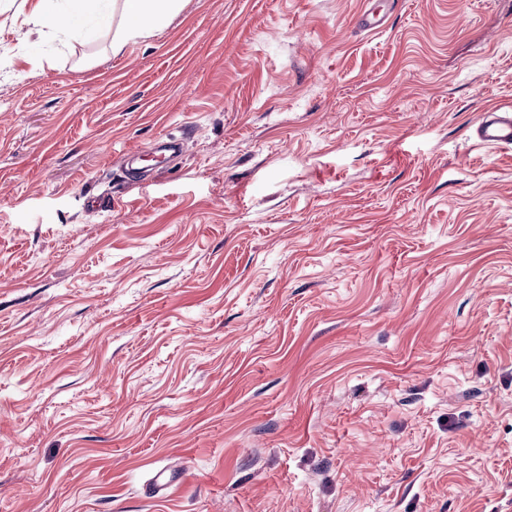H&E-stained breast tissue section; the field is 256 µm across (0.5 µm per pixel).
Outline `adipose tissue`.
Here are the masks:
<instances>
[{
    "instance_id": "adipose-tissue-1",
    "label": "adipose tissue",
    "mask_w": 512,
    "mask_h": 512,
    "mask_svg": "<svg viewBox=\"0 0 512 512\" xmlns=\"http://www.w3.org/2000/svg\"><path fill=\"white\" fill-rule=\"evenodd\" d=\"M119 21L112 32L111 49L121 53L131 42L163 31L182 9L183 0H113Z\"/></svg>"
}]
</instances>
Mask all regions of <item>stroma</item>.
Here are the masks:
<instances>
[{
  "mask_svg": "<svg viewBox=\"0 0 512 512\" xmlns=\"http://www.w3.org/2000/svg\"><path fill=\"white\" fill-rule=\"evenodd\" d=\"M33 3L0 0V512H512V148L474 136L512 0H183L118 56L98 0H49L66 46ZM46 0H40L38 6L33 10L31 21L35 26L47 30L55 35H62L61 40L70 41L74 37H83L85 29L82 19L78 14H60L47 9L43 3Z\"/></svg>",
  "mask_w": 512,
  "mask_h": 512,
  "instance_id": "1",
  "label": "stroma"
}]
</instances>
